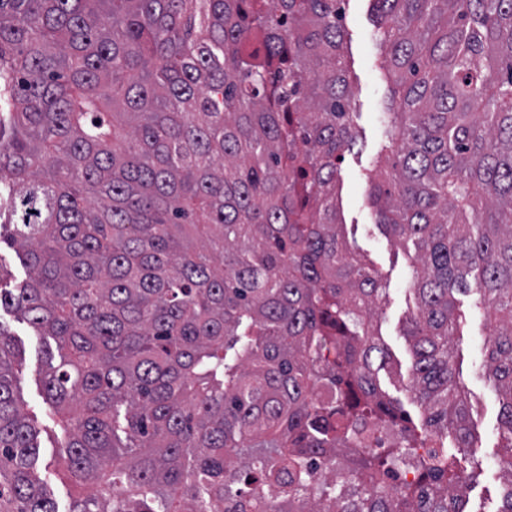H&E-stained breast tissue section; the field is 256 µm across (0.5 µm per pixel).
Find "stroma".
<instances>
[{"instance_id": "35a3bbf8", "label": "stroma", "mask_w": 512, "mask_h": 512, "mask_svg": "<svg viewBox=\"0 0 512 512\" xmlns=\"http://www.w3.org/2000/svg\"><path fill=\"white\" fill-rule=\"evenodd\" d=\"M342 24L344 62L353 90L351 109L355 114L356 143L345 152L338 166V232L388 286L387 300L375 323L390 352L391 365L380 371L378 378L382 390L398 408V424L404 425L421 419L420 409L406 384L413 361L404 327L415 309L410 291L414 250L380 232L369 200L370 176L387 144L384 113L389 98L379 68L381 49L372 0H345ZM459 309L466 317L464 334L458 343L463 359L462 380L469 392L470 426L477 437L475 457L462 461L468 477L464 504L466 512H499L504 450L499 436L500 404L484 367L483 344L489 329L474 297H460ZM0 327L11 335L22 354L19 389L24 408L34 417L40 431L43 463L39 476L58 512H70L74 499L85 494L87 488L68 480L55 464L61 432L43 403L44 340L27 322L7 310H0Z\"/></svg>"}]
</instances>
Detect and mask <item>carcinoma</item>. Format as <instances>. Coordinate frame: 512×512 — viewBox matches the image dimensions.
Returning <instances> with one entry per match:
<instances>
[{"label": "carcinoma", "instance_id": "obj_1", "mask_svg": "<svg viewBox=\"0 0 512 512\" xmlns=\"http://www.w3.org/2000/svg\"><path fill=\"white\" fill-rule=\"evenodd\" d=\"M342 2L0 0V230L27 273L0 308L55 342L57 464L97 486L70 512H418L430 486L427 512H464L458 294L489 327L512 512V0H374L391 93L370 198L416 250L424 455L353 428L396 413L386 284L336 231ZM18 357L0 328V512H57ZM406 461L419 481L391 488Z\"/></svg>", "mask_w": 512, "mask_h": 512}]
</instances>
